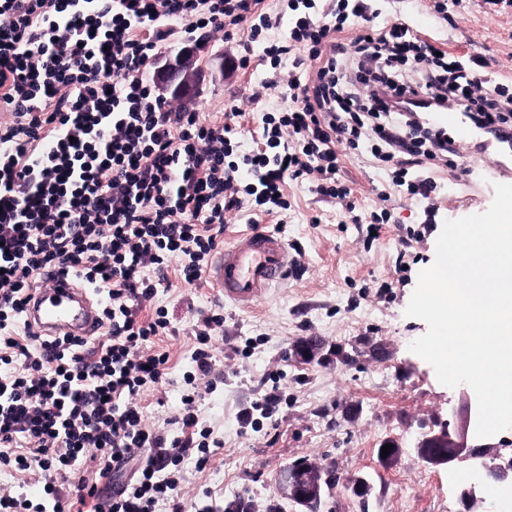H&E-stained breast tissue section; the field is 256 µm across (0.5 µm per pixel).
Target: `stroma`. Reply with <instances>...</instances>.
<instances>
[{
	"label": "stroma",
	"instance_id": "stroma-1",
	"mask_svg": "<svg viewBox=\"0 0 512 512\" xmlns=\"http://www.w3.org/2000/svg\"><path fill=\"white\" fill-rule=\"evenodd\" d=\"M434 0H383V20L446 39L450 50L486 57L498 74L512 78V11L493 15L484 0H462L447 14ZM201 79L193 104L202 112L244 116L240 152L261 142L267 113L287 108V87L267 88L272 68L257 62L258 43H198ZM249 56V68H233L230 57ZM490 157L457 154L454 166L435 167L441 188L438 209L427 218L424 203L392 193L385 172L367 155L346 154L342 176L354 191L360 223L340 204L321 199L308 181L290 182L288 211L264 217L266 228L288 245L294 264L285 283L270 288L255 305L224 300L208 280L172 279L159 289L155 306L171 323L154 351L167 354L161 383L142 395L144 421L168 439L180 436L174 419L183 410L184 375L203 319L221 314L212 333L221 373L214 391H201L194 409L210 427L217 449L205 467L187 458L177 475L184 512H299L276 491V478L289 464L318 462L335 483L320 512H512V498L486 493L470 506L460 501L458 471L422 461L413 446L418 435L442 420L462 425L459 388L440 384L432 366L410 351L427 326L405 309L420 271L435 259L436 240L448 219L485 212L495 183L512 182L488 172ZM388 207L389 223L372 229L371 212ZM317 338L324 359L297 361L296 341ZM276 392L277 413L263 418L258 403ZM394 442L398 453L381 461L378 449ZM369 483L367 496L354 491Z\"/></svg>",
	"mask_w": 512,
	"mask_h": 512
}]
</instances>
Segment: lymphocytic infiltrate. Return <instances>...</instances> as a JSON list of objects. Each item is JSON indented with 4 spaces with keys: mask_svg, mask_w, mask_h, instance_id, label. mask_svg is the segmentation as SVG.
<instances>
[{
    "mask_svg": "<svg viewBox=\"0 0 512 512\" xmlns=\"http://www.w3.org/2000/svg\"><path fill=\"white\" fill-rule=\"evenodd\" d=\"M288 110L268 114L265 145L235 156L240 109L202 113L159 100L148 71L167 45L218 41L249 25L273 29L266 0H0V465L39 472V500L0 494V512H83L98 495L79 483L62 498L66 469L94 452L98 479L133 466L108 512H182L176 473L210 455V429L191 407L196 380L213 372L211 333L196 332L185 382L182 435L148 428L138 398L159 384L166 335L153 308L172 259L199 281L224 244V223L254 199L264 215L288 209L287 180L307 178L325 198L353 191L340 179L339 145L367 144L390 171V192L431 199L434 161L455 155L406 99L456 108L486 138L512 130V94L477 54L446 50L374 0H288ZM48 269L73 275L99 298L102 339L38 335L25 305Z\"/></svg>",
    "mask_w": 512,
    "mask_h": 512,
    "instance_id": "obj_1",
    "label": "lymphocytic infiltrate"
}]
</instances>
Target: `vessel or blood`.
<instances>
[{
  "instance_id": "vessel-or-blood-1",
  "label": "vessel or blood",
  "mask_w": 512,
  "mask_h": 512,
  "mask_svg": "<svg viewBox=\"0 0 512 512\" xmlns=\"http://www.w3.org/2000/svg\"><path fill=\"white\" fill-rule=\"evenodd\" d=\"M436 129L447 132L463 151L476 145L477 134L463 112L446 107L427 115ZM291 262L285 242L275 234L250 230L224 246L207 268V277L225 299L249 307L269 288L285 280ZM28 322L45 337L92 336L99 320V305L89 289L66 274L53 275L32 294L26 307Z\"/></svg>"
}]
</instances>
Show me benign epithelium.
<instances>
[{"instance_id": "obj_1", "label": "benign epithelium", "mask_w": 512, "mask_h": 512, "mask_svg": "<svg viewBox=\"0 0 512 512\" xmlns=\"http://www.w3.org/2000/svg\"><path fill=\"white\" fill-rule=\"evenodd\" d=\"M154 77L160 98L186 101L199 85L195 51L188 47L166 60L156 67ZM320 353V342L311 339L301 340L292 348L293 356L305 362L320 359ZM414 448L417 456L429 465L450 467L462 464L468 468L472 480L461 491V500L466 504L498 484L512 483V457L503 460L489 456L485 446L468 443L466 429H452L448 421L423 432ZM329 484L325 469L314 463L301 467L288 465L276 479L279 495L304 507L306 512H318L317 506Z\"/></svg>"}]
</instances>
